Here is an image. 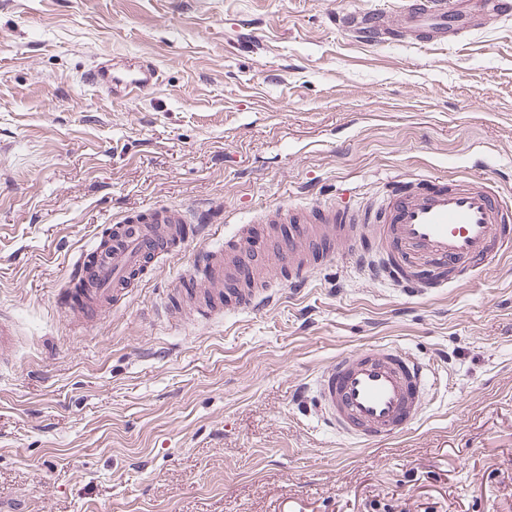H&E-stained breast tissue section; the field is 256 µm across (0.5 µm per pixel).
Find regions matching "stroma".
<instances>
[{
	"instance_id": "1",
	"label": "stroma",
	"mask_w": 512,
	"mask_h": 512,
	"mask_svg": "<svg viewBox=\"0 0 512 512\" xmlns=\"http://www.w3.org/2000/svg\"><path fill=\"white\" fill-rule=\"evenodd\" d=\"M396 0H0V512H512V261L420 298L348 254L270 307L171 323L199 248L85 326L56 291L113 220L205 210L211 241L270 204L358 203L398 172L512 195V16L454 44L356 41L330 18ZM145 60L115 98L92 62ZM395 344L440 374L366 447L297 389ZM160 74L151 64H141L136 71L125 77L112 75V64L104 63L88 68L83 80L96 88L123 96H140L159 84Z\"/></svg>"
}]
</instances>
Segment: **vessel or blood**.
<instances>
[{
    "mask_svg": "<svg viewBox=\"0 0 512 512\" xmlns=\"http://www.w3.org/2000/svg\"><path fill=\"white\" fill-rule=\"evenodd\" d=\"M397 11L394 21L377 10L341 12L334 21L355 39L376 43L407 38L452 43L469 25L465 17L449 24L448 0H399ZM159 78L147 63L124 77L113 75L108 63L83 75L87 84L127 97L155 88ZM278 224L293 225V233L275 234ZM206 232L200 211L161 206L125 215L78 256L68 283L58 290L57 305L82 324L96 322L126 301L152 262ZM349 249L360 255L370 279L409 294H436L512 257V200L481 178L404 175L386 183L379 201L356 210L280 202L199 251L187 276L205 287L185 292L181 302L204 320L227 309L254 311L273 300L275 273L287 272L289 284L299 286L320 261ZM316 392L324 422L370 445L419 421L429 398L428 369L402 349L364 347L326 366Z\"/></svg>",
    "mask_w": 512,
    "mask_h": 512,
    "instance_id": "b4317fda",
    "label": "vessel or blood"
}]
</instances>
